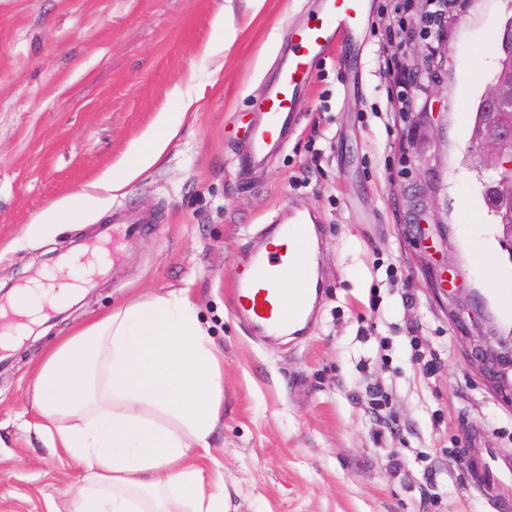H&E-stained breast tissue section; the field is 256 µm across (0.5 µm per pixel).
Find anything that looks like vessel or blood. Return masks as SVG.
I'll return each mask as SVG.
<instances>
[{
	"label": "vessel or blood",
	"mask_w": 512,
	"mask_h": 512,
	"mask_svg": "<svg viewBox=\"0 0 512 512\" xmlns=\"http://www.w3.org/2000/svg\"><path fill=\"white\" fill-rule=\"evenodd\" d=\"M371 10L372 0H320L318 12L290 33L288 60L262 98L237 149L239 172L256 169L287 145L299 120L296 103L314 76L316 62L338 42L356 43ZM150 222V217L117 209L111 223L101 225L98 235L112 244L141 234ZM315 225V217L302 211L291 212L287 223L265 225L264 245L250 253L235 277V317L253 336L273 341L308 332L318 285L308 279L302 287L289 288L295 257L275 248L273 242L280 237L302 238L314 231Z\"/></svg>",
	"instance_id": "1"
}]
</instances>
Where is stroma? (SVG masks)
Returning <instances> with one entry per match:
<instances>
[{"label":"stroma","mask_w":512,"mask_h":512,"mask_svg":"<svg viewBox=\"0 0 512 512\" xmlns=\"http://www.w3.org/2000/svg\"><path fill=\"white\" fill-rule=\"evenodd\" d=\"M428 119L425 164L405 176L409 133L390 111L392 0H374L360 48L320 60L285 151L247 177L236 149L290 29L316 0H0V291L93 240L112 211L153 218L121 263L0 364V512H69L85 471L39 428L30 400L43 354L112 308L185 293L224 369V411L202 464L225 512H512V399L472 366L448 294L512 335L485 239L512 240L481 195L473 107L499 67L512 0H454ZM232 44H225L226 35ZM184 120L161 164L79 224L39 225L110 171L159 113ZM439 184L442 225L413 227L406 195ZM290 209L321 219L323 299L314 330L258 341L234 317L233 278L252 237ZM389 405L375 413L372 388ZM495 456L496 488L474 482Z\"/></svg>","instance_id":"stroma-1"}]
</instances>
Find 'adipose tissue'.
I'll use <instances>...</instances> for the list:
<instances>
[{"mask_svg": "<svg viewBox=\"0 0 512 512\" xmlns=\"http://www.w3.org/2000/svg\"><path fill=\"white\" fill-rule=\"evenodd\" d=\"M180 117L160 113L117 170L90 190L52 205L44 224H75L101 195L123 191L159 162ZM105 252L67 256L16 288L17 316L0 345L15 349L43 322L45 305L72 303L71 274L102 269ZM32 406L61 448L88 472L70 512H224V487L195 463L224 408L220 362L194 303L157 295L115 309L64 340L41 364Z\"/></svg>", "mask_w": 512, "mask_h": 512, "instance_id": "ef3b65f1", "label": "adipose tissue"}]
</instances>
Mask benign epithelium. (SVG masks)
<instances>
[{
    "instance_id": "1",
    "label": "benign epithelium",
    "mask_w": 512,
    "mask_h": 512,
    "mask_svg": "<svg viewBox=\"0 0 512 512\" xmlns=\"http://www.w3.org/2000/svg\"><path fill=\"white\" fill-rule=\"evenodd\" d=\"M429 107L430 99L426 97L423 111L417 112L412 106L400 113L401 120L413 129L430 116ZM509 107H512V73L505 71L490 87L488 120L476 138V146L481 165L493 177L491 201L498 210L505 212L503 231L512 238V119L505 117ZM410 205L414 224L439 223L435 202L426 198L424 190L412 195ZM448 317L457 324L472 347V365L494 390L512 395V341L506 343L495 333L485 330L469 307L461 304L453 294L448 295Z\"/></svg>"
}]
</instances>
